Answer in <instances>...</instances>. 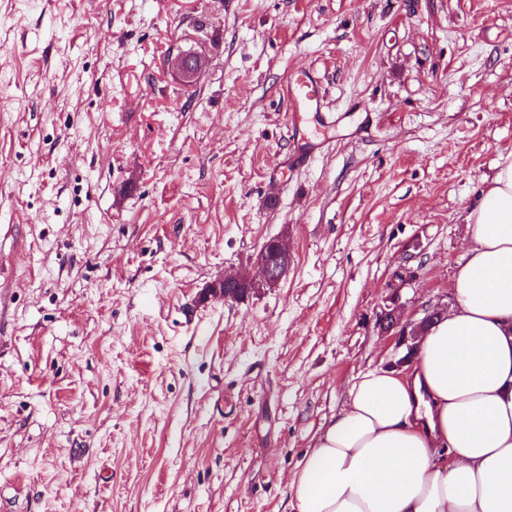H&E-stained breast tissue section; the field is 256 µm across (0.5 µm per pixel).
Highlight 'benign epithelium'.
I'll return each mask as SVG.
<instances>
[{
  "instance_id": "7a95c632",
  "label": "benign epithelium",
  "mask_w": 512,
  "mask_h": 512,
  "mask_svg": "<svg viewBox=\"0 0 512 512\" xmlns=\"http://www.w3.org/2000/svg\"><path fill=\"white\" fill-rule=\"evenodd\" d=\"M176 61L178 70L187 83L193 82L198 77L204 64L203 56L195 50H178ZM292 262V253L282 241H277L276 249L272 253L264 245L260 248L255 260L260 279L240 274H226L212 284L209 291L220 295L226 302L241 301L257 288L276 287L288 273ZM402 309L403 305L395 301L392 306L383 308L377 316L379 329L385 333H393L397 347H404L407 350V353L398 360L399 367L410 361L415 350L416 337L432 314L441 309V306H430L424 310L421 318L408 319L404 323L401 322Z\"/></svg>"
}]
</instances>
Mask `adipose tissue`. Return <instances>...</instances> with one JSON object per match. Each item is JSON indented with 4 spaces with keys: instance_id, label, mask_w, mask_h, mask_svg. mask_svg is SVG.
<instances>
[{
    "instance_id": "ef3b65f1",
    "label": "adipose tissue",
    "mask_w": 512,
    "mask_h": 512,
    "mask_svg": "<svg viewBox=\"0 0 512 512\" xmlns=\"http://www.w3.org/2000/svg\"><path fill=\"white\" fill-rule=\"evenodd\" d=\"M467 222L455 307L409 373L353 383L291 479L296 512H512V161Z\"/></svg>"
}]
</instances>
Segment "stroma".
<instances>
[{"instance_id": "stroma-1", "label": "stroma", "mask_w": 512, "mask_h": 512, "mask_svg": "<svg viewBox=\"0 0 512 512\" xmlns=\"http://www.w3.org/2000/svg\"><path fill=\"white\" fill-rule=\"evenodd\" d=\"M508 158L512 0H0V512H294ZM177 52L178 70L185 82L191 83L198 77L203 68V56L195 50L185 51L179 49ZM290 84V87L287 85V90L298 108L308 109L315 105L317 110H321V85L309 71L294 76ZM272 239L277 246L274 252H269L267 246L263 245L256 255L255 265L257 266L260 279H254L240 274H226L212 284L209 291L219 294L224 302L241 301L256 288H274L288 273L293 262V256L289 248L281 241Z\"/></svg>"}]
</instances>
